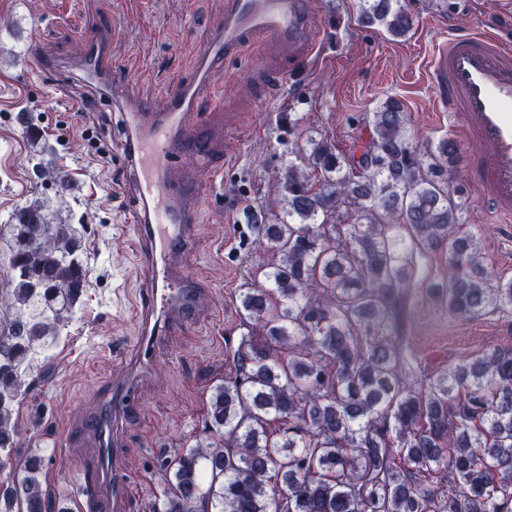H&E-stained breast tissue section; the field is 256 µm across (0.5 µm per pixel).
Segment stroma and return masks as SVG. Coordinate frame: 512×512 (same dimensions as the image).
I'll use <instances>...</instances> for the list:
<instances>
[{
	"mask_svg": "<svg viewBox=\"0 0 512 512\" xmlns=\"http://www.w3.org/2000/svg\"><path fill=\"white\" fill-rule=\"evenodd\" d=\"M401 4L413 24L395 38L360 23L358 0H313L323 38L298 63L300 81L287 75L264 80L270 60L263 47L216 73L211 95L234 119L218 123L209 138L213 147L228 146L230 159L215 184L208 172L183 171L198 186L183 265L199 276L208 301L192 325L163 339L154 368L140 382V407L119 427L115 465L132 481L122 512H152L172 451L211 435L208 399L234 371L228 351L243 333L239 294L263 258L244 214L258 212L266 222L279 211L283 168L302 147L306 129L355 151L368 137L370 113L395 97L410 116L409 140L417 151L444 136L459 140L450 184L466 191L462 228L478 242L493 276L512 279V223L484 206L469 179L470 144L436 105L430 80L433 52L449 33L497 18L503 35L512 37V9L504 0ZM223 24L224 0H0V224L41 204L54 223L85 229L89 287L13 411L12 454L22 460L49 449L42 483L59 512L71 507L68 475L75 462H95L92 440L75 439L72 431L96 407L102 385L124 374L137 336L129 302L145 277L123 221L124 202L113 193L126 149L122 107L60 64L106 33L127 104L158 107L167 81L191 76L195 56ZM34 43L47 63L33 73L27 60ZM408 336L407 372L429 375L512 345V310L463 319L425 299Z\"/></svg>",
	"mask_w": 512,
	"mask_h": 512,
	"instance_id": "1",
	"label": "stroma"
}]
</instances>
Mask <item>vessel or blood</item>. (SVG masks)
Instances as JSON below:
<instances>
[{
  "mask_svg": "<svg viewBox=\"0 0 512 512\" xmlns=\"http://www.w3.org/2000/svg\"><path fill=\"white\" fill-rule=\"evenodd\" d=\"M321 27L309 0H224V25L194 62L192 79H177L165 91L161 108L128 109V148L123 191L133 202L126 223L132 224L148 272V283L134 304L138 337L127 378L111 384L88 416L83 431L98 448L94 468L76 466L78 512H91L98 498H107L119 512L131 480L118 470L115 429L138 405L137 384L154 361L157 344L170 330L193 322L203 297L195 277L181 258L195 222L193 190L174 187L176 163L204 153L207 145L190 115L197 112L212 78L229 56L254 44L272 49L274 59L311 56L320 44ZM77 68L83 79L120 98L104 41L87 43ZM432 85L438 107L449 119H461L473 147L474 183L487 207L512 215V44L491 25L449 34L432 62Z\"/></svg>",
  "mask_w": 512,
  "mask_h": 512,
  "instance_id": "b4317fda",
  "label": "vessel or blood"
}]
</instances>
